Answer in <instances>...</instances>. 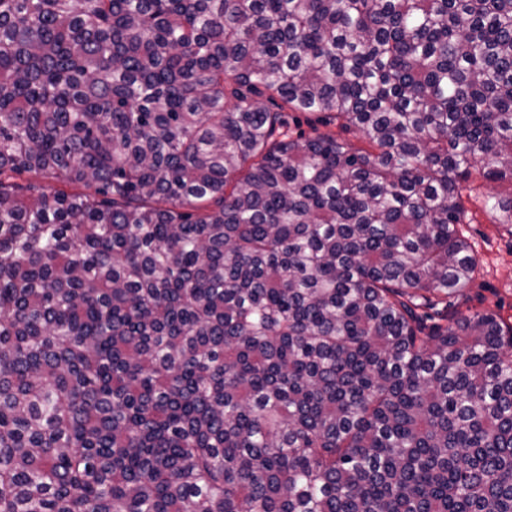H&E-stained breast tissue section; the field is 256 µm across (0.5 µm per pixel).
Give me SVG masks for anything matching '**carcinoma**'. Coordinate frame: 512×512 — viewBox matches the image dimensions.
Here are the masks:
<instances>
[{
    "instance_id": "1",
    "label": "carcinoma",
    "mask_w": 512,
    "mask_h": 512,
    "mask_svg": "<svg viewBox=\"0 0 512 512\" xmlns=\"http://www.w3.org/2000/svg\"><path fill=\"white\" fill-rule=\"evenodd\" d=\"M477 178L512 0H0V512H512ZM293 115L291 126L295 133H304L308 135L311 133V128L317 126L321 131L332 132L337 139L342 140L355 148L367 147V144L360 138V136L353 130H345L340 126V123L334 121L325 126L320 122L323 114H309L304 112H290Z\"/></svg>"
}]
</instances>
